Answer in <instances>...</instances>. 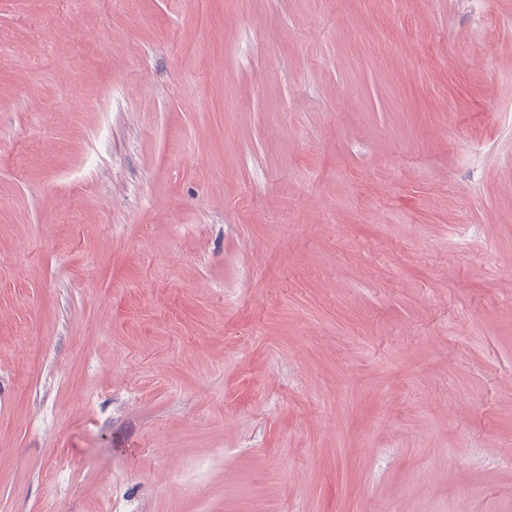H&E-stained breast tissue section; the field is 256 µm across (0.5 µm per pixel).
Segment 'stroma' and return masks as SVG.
Wrapping results in <instances>:
<instances>
[{"label": "stroma", "mask_w": 512, "mask_h": 512, "mask_svg": "<svg viewBox=\"0 0 512 512\" xmlns=\"http://www.w3.org/2000/svg\"><path fill=\"white\" fill-rule=\"evenodd\" d=\"M509 253L512 0H0V512H512Z\"/></svg>", "instance_id": "1"}]
</instances>
